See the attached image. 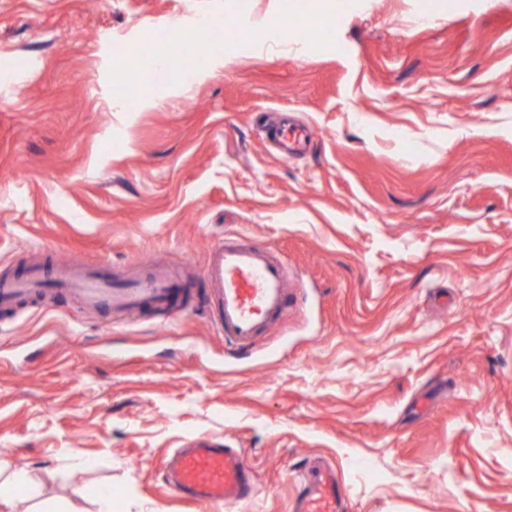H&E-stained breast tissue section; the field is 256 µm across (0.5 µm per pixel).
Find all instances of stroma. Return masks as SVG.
<instances>
[{"label":"stroma","mask_w":512,"mask_h":512,"mask_svg":"<svg viewBox=\"0 0 512 512\" xmlns=\"http://www.w3.org/2000/svg\"><path fill=\"white\" fill-rule=\"evenodd\" d=\"M202 20L226 63L181 89ZM229 234L293 286L246 353L200 305ZM68 260L180 293L0 311V512H215L160 474L197 437L246 450L237 512L313 456L349 512H512V0H0V279ZM124 49H115L113 56L117 58H112V67L113 69L122 74H130L133 73L136 67H138L139 60L144 56V54L150 56L152 51H143L140 48H135V50H131L127 55L120 57L123 55Z\"/></svg>","instance_id":"1"}]
</instances>
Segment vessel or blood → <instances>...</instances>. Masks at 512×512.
Listing matches in <instances>:
<instances>
[{
  "instance_id": "b4317fda",
  "label": "vessel or blood",
  "mask_w": 512,
  "mask_h": 512,
  "mask_svg": "<svg viewBox=\"0 0 512 512\" xmlns=\"http://www.w3.org/2000/svg\"><path fill=\"white\" fill-rule=\"evenodd\" d=\"M204 275L216 325L225 344L239 352L251 350L270 320L285 310L290 297L287 263L246 239L228 237L213 243ZM56 285L86 305L109 303L121 309L149 303L161 306L168 295L164 274L119 286L83 266L64 270ZM46 288V281L36 275L0 286V304H12ZM161 472L173 494L214 506L217 512H233L256 493L255 473L245 450L205 439L176 449ZM291 512H346L345 489L333 463L322 458L307 462Z\"/></svg>"
}]
</instances>
